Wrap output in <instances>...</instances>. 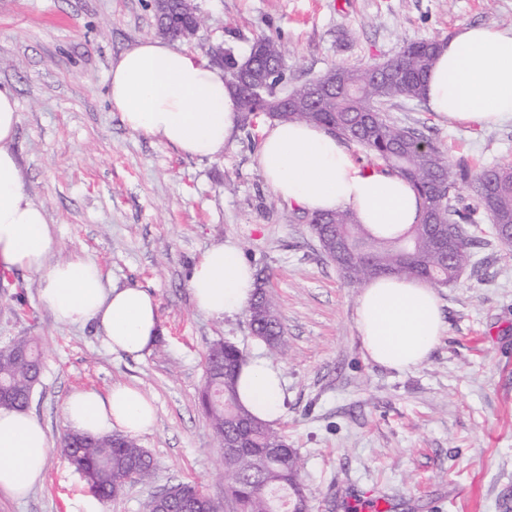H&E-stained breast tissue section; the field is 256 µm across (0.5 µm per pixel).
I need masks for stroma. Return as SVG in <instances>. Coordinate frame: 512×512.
Listing matches in <instances>:
<instances>
[{"label": "stroma", "instance_id": "obj_1", "mask_svg": "<svg viewBox=\"0 0 512 512\" xmlns=\"http://www.w3.org/2000/svg\"><path fill=\"white\" fill-rule=\"evenodd\" d=\"M202 19L188 51L224 45L246 56L278 37L295 86L336 64L369 67L406 43L441 40L461 25L512 28V0H195ZM152 0H0V84L13 88L15 148L26 187L59 243L58 257L95 261L118 286L156 300L163 336L139 358L104 348L92 324L56 321L38 280L0 270V348L35 338L41 377L28 411L59 443L65 399L77 390L137 387L157 409L139 436L153 481L111 501L52 451L28 497L0 495V512H146L151 497L191 482L220 507L222 451L199 403L207 346L268 354L246 314L200 313L191 266L211 245L237 241L265 278L288 336L273 357L286 381L278 428L303 461L309 512H354L365 494L386 512H512V249L479 214L467 232L474 259L456 285L438 289L446 330L409 370L366 358L356 329L359 287L322 252L308 213L276 196L257 162L266 119L236 127L221 157L197 160L128 129L108 98L112 63L153 37ZM389 117L420 130L452 163L471 170L512 164V122L481 127L444 119L417 101Z\"/></svg>", "mask_w": 512, "mask_h": 512}]
</instances>
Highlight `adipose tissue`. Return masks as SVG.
Instances as JSON below:
<instances>
[{"mask_svg": "<svg viewBox=\"0 0 512 512\" xmlns=\"http://www.w3.org/2000/svg\"><path fill=\"white\" fill-rule=\"evenodd\" d=\"M109 99L125 126L199 159L223 154L239 113L238 96L223 70L166 40L151 38L113 63ZM425 101L440 117L482 127L512 121V29L464 25L442 40ZM20 114L13 90L0 86V267L39 281V301L57 320L96 324L112 352L140 356L160 336L157 303L146 290L111 284L80 255L56 256L58 243L43 206L24 184L14 143ZM258 163L275 195L308 211L352 210L377 237L419 223L423 201L386 167L365 168L326 128L305 122L267 126ZM188 288L198 311L221 319L244 311L255 292L252 266L232 241L213 244L193 265ZM356 328L366 357L393 369H412L435 350L445 329L428 283L394 274L367 281L357 299ZM241 404L274 424L284 415V380L271 361L242 366ZM63 413L69 429L132 437L156 419L153 401L116 384L107 394L72 393ZM51 443L44 426L23 412L0 409V493L21 499L41 478Z\"/></svg>", "mask_w": 512, "mask_h": 512, "instance_id": "adipose-tissue-1", "label": "adipose tissue"}]
</instances>
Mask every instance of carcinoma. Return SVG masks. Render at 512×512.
I'll list each match as a JSON object with an SVG mask.
<instances>
[{
  "mask_svg": "<svg viewBox=\"0 0 512 512\" xmlns=\"http://www.w3.org/2000/svg\"><path fill=\"white\" fill-rule=\"evenodd\" d=\"M178 0H170L166 28L155 27L156 34L175 37L184 21L179 17ZM437 42L420 41L402 46L385 65L391 70L385 81L367 82L368 68L336 64L322 74L333 82L330 90L315 103L303 83L292 89L290 111L276 112L279 95L269 75L284 68V47L273 36L257 39L249 54L237 58L224 51V77L229 85L244 82L253 91L241 105L247 123L262 115L274 121H302L327 127L345 142H354L369 151L391 171L406 178L424 200V209L438 214L440 224L420 223L398 238L371 236L350 209L313 212L319 220L311 224L326 256L336 243L356 244L371 257L334 259L349 285L362 284L384 274L419 278L435 287L455 284L470 265L475 242L464 230L472 213L482 210L491 215L494 225L512 224V165L483 168L471 172L453 165L447 153L417 129L391 121L387 107L400 99L422 101L424 80L437 55ZM472 192V210L462 212L456 202L459 191ZM254 334L270 350H288V336L271 293L258 286L255 298L246 309ZM41 353L32 339H18L0 349V408L22 410L25 396L32 392L34 377L30 369L40 366ZM241 366L239 350L228 342H215L205 353V384L201 403L206 412L217 447L240 436H247L253 447L246 453L224 458L226 494L237 512H289L280 508L272 493L287 500L306 497L301 480L302 463L295 449L288 447L282 433L255 418L237 396V377ZM62 441L74 446L64 457L76 470L86 473L90 491L101 500H112L125 490L123 479L134 473L135 482L150 483L156 464L149 452L134 438L121 434L97 437L65 432ZM278 444L281 453L264 456L260 448ZM172 512H196V504L210 503L219 508L198 487L178 483L166 489Z\"/></svg>",
  "mask_w": 512,
  "mask_h": 512,
  "instance_id": "carcinoma-1",
  "label": "carcinoma"
}]
</instances>
